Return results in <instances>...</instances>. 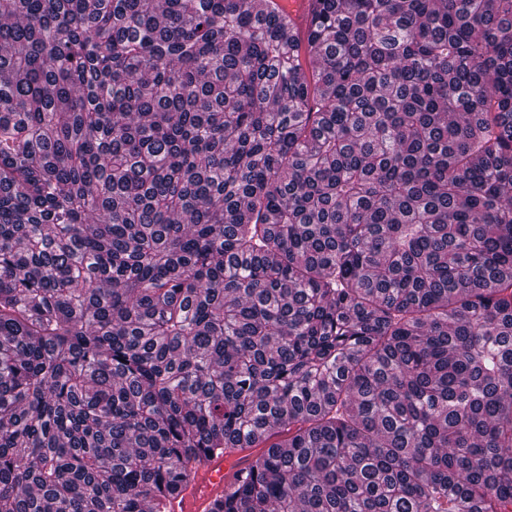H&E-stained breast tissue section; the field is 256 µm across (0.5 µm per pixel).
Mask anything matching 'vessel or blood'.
I'll use <instances>...</instances> for the list:
<instances>
[{
  "instance_id": "b4317fda",
  "label": "vessel or blood",
  "mask_w": 512,
  "mask_h": 512,
  "mask_svg": "<svg viewBox=\"0 0 512 512\" xmlns=\"http://www.w3.org/2000/svg\"><path fill=\"white\" fill-rule=\"evenodd\" d=\"M283 7L298 32L310 28L317 0H273ZM254 456L248 450L231 449L210 458L195 477L187 481L170 504L171 512H207L217 494L227 488L236 471L246 469Z\"/></svg>"
}]
</instances>
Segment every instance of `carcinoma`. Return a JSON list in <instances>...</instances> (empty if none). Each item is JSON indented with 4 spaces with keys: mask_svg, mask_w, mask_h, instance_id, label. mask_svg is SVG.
<instances>
[{
    "mask_svg": "<svg viewBox=\"0 0 512 512\" xmlns=\"http://www.w3.org/2000/svg\"><path fill=\"white\" fill-rule=\"evenodd\" d=\"M0 0V512H512V0ZM275 5L283 7L290 19L292 26L301 34L310 28L311 21L317 8L316 0H271ZM249 450L230 449L214 456L187 481L170 504V512H207L209 504L232 480L234 472L244 471L255 455Z\"/></svg>",
    "mask_w": 512,
    "mask_h": 512,
    "instance_id": "1",
    "label": "carcinoma"
}]
</instances>
